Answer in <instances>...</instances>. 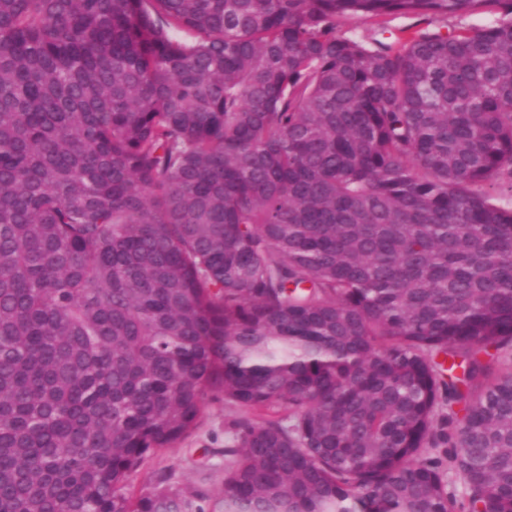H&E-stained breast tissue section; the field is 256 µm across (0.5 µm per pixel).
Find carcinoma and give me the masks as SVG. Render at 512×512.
<instances>
[{
	"mask_svg": "<svg viewBox=\"0 0 512 512\" xmlns=\"http://www.w3.org/2000/svg\"><path fill=\"white\" fill-rule=\"evenodd\" d=\"M495 188L512 0H0V512H512ZM381 23L396 35H402V31L408 28L427 26L426 23L413 16H390L379 20L347 16L337 19L336 28L340 33L369 42L373 38L381 39L390 36L389 33H385L383 36L379 34ZM237 411L224 406V396L214 394L201 412L196 429L173 448H168L147 468L132 477L137 493L153 490L157 478L164 473L173 475L174 488L193 491L205 489L213 499H219L224 489V425Z\"/></svg>",
	"mask_w": 512,
	"mask_h": 512,
	"instance_id": "obj_1",
	"label": "carcinoma"
}]
</instances>
